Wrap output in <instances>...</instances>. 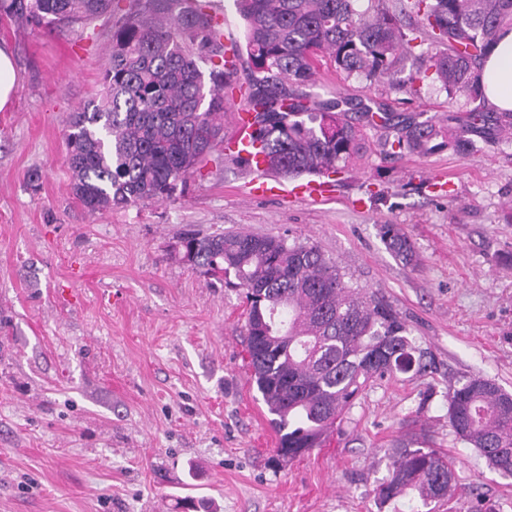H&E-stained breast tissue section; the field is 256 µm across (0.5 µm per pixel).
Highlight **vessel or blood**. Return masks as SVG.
I'll list each match as a JSON object with an SVG mask.
<instances>
[{"instance_id":"vessel-or-blood-1","label":"vessel or blood","mask_w":512,"mask_h":512,"mask_svg":"<svg viewBox=\"0 0 512 512\" xmlns=\"http://www.w3.org/2000/svg\"><path fill=\"white\" fill-rule=\"evenodd\" d=\"M227 105L233 110V129L224 151L247 161L252 174L247 184L248 196L254 198L294 196L313 201H321L330 196L329 183L323 179L297 182L288 186L271 178L258 144L251 139V117L244 103L238 95L232 94L227 98Z\"/></svg>"}]
</instances>
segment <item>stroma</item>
Segmentation results:
<instances>
[{"label":"stroma","mask_w":512,"mask_h":512,"mask_svg":"<svg viewBox=\"0 0 512 512\" xmlns=\"http://www.w3.org/2000/svg\"><path fill=\"white\" fill-rule=\"evenodd\" d=\"M19 82L0 111V512H419L372 492L388 453L425 431L455 462L456 489L436 512H512V478L491 471L448 425V384L494 378L512 393V141L493 124L461 129L470 147L369 152L324 201L255 199L243 165L215 151L183 194L91 213L64 162L72 113L98 89L109 27L68 32L0 26ZM395 82L321 68L311 91L447 123L461 102ZM38 171V186L26 176ZM412 242L404 263L382 231ZM236 231L308 241L355 287L406 318L432 372L373 382L326 447L276 458L275 432L252 388L246 304L180 259L181 233Z\"/></svg>","instance_id":"35a3bbf8"}]
</instances>
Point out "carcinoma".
I'll use <instances>...</instances> for the list:
<instances>
[{
	"label": "carcinoma",
	"instance_id": "carcinoma-1",
	"mask_svg": "<svg viewBox=\"0 0 512 512\" xmlns=\"http://www.w3.org/2000/svg\"><path fill=\"white\" fill-rule=\"evenodd\" d=\"M245 27L247 79L226 67L224 19L213 0H0V20L59 32L112 20V54L91 107L72 115L66 163L75 199L99 212L169 200L224 144V94L237 93L268 168L287 179L338 174L368 149L363 123L394 132L384 153L460 148L454 130L430 120L329 99L309 88L318 69L344 79H392L408 55L410 93L435 89L468 110L449 121L475 127L491 106L481 66L504 28L512 0H236ZM419 53H414V49ZM208 71H203V67ZM388 248L412 260L407 237L386 226ZM181 259L234 276L245 294L250 383L290 461L322 446L330 422L369 382L424 374L431 352L409 337L379 293L345 281L336 261L309 242L226 231L179 238ZM448 423L488 466L512 477V394L488 376L448 390ZM455 466L433 448L402 442L373 493L381 504L408 493L422 505L448 497Z\"/></svg>",
	"mask_w": 512,
	"mask_h": 512
}]
</instances>
